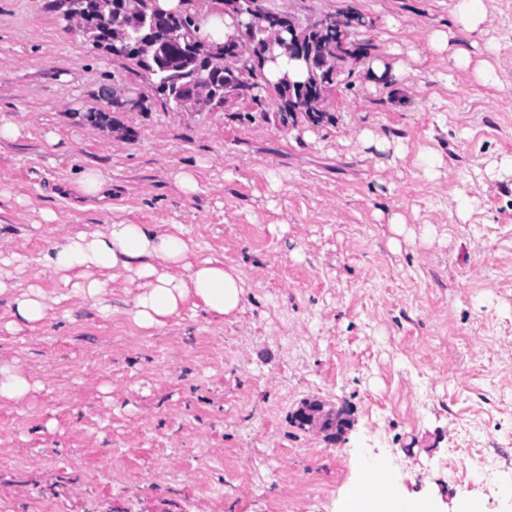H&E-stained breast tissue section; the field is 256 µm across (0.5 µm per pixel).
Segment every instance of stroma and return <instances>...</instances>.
Returning a JSON list of instances; mask_svg holds the SVG:
<instances>
[{
    "instance_id": "35a3bbf8",
    "label": "stroma",
    "mask_w": 512,
    "mask_h": 512,
    "mask_svg": "<svg viewBox=\"0 0 512 512\" xmlns=\"http://www.w3.org/2000/svg\"><path fill=\"white\" fill-rule=\"evenodd\" d=\"M50 2L0 0V119L21 127L0 139V225L26 262L17 282L60 300L12 333L0 297V366L36 385L0 398V512H342L371 457L399 494L512 512V176H477L512 156V0H486L501 47L487 84L428 48L456 0H265L304 25L363 21L369 55L319 122L282 118L270 88L257 105L165 109L148 74ZM383 56L402 81L372 79ZM101 108L108 123L86 121ZM365 129L401 151L365 148ZM91 167L98 198L79 184ZM115 221L184 225L197 258L243 278L238 311L190 301L144 329L137 283L106 271L103 303L66 297L42 254ZM311 405L345 432L300 425ZM464 446L494 461L491 497L475 467L464 484L443 469Z\"/></svg>"
}]
</instances>
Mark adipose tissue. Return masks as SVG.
Returning <instances> with one entry per match:
<instances>
[{
    "mask_svg": "<svg viewBox=\"0 0 512 512\" xmlns=\"http://www.w3.org/2000/svg\"><path fill=\"white\" fill-rule=\"evenodd\" d=\"M452 32L437 30L429 37L432 49L447 52L454 66L473 67L479 81L493 79L490 61L499 51L498 44L486 47L487 57L472 62L469 52L454 43ZM191 249L182 225H169L158 231L146 224L115 222L107 232L76 233L64 243L43 254L44 267L55 273L73 294L90 299L101 298L104 282L90 278L89 270H118L139 280V292L131 311L140 327L153 328L178 316L189 297H196L206 312L224 316L238 310L244 296L241 276L223 263L202 259L191 261ZM17 255L0 259V296L11 298V319L6 328L19 331L35 329L47 318L51 306L43 290L31 285L24 289L9 283L8 265ZM347 512H442L440 504L426 498H409L395 492L369 490L353 492L347 499Z\"/></svg>",
    "mask_w": 512,
    "mask_h": 512,
    "instance_id": "1",
    "label": "adipose tissue"
}]
</instances>
